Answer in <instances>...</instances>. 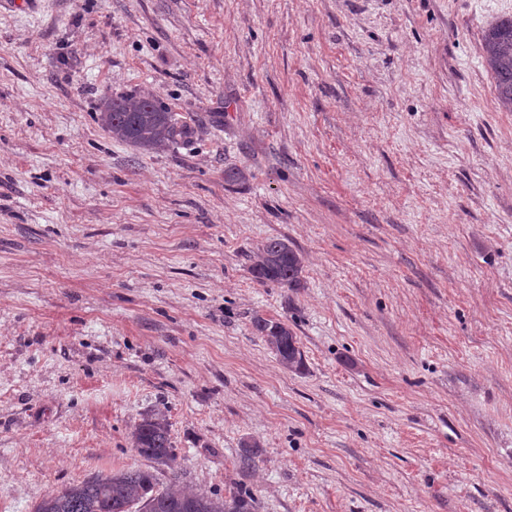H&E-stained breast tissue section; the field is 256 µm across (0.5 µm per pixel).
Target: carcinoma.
I'll return each instance as SVG.
<instances>
[{"instance_id": "cac0c4a2", "label": "carcinoma", "mask_w": 512, "mask_h": 512, "mask_svg": "<svg viewBox=\"0 0 512 512\" xmlns=\"http://www.w3.org/2000/svg\"><path fill=\"white\" fill-rule=\"evenodd\" d=\"M485 64L494 80L498 104L512 111V17L492 23L482 37ZM102 125L115 137L145 150H159L189 138L187 121L150 96L106 95L100 110ZM250 267L253 279L282 288L301 287L303 259L288 237L266 239ZM255 331L272 347L279 361L300 372L304 353L288 324L260 315L253 317ZM137 453L161 465L173 457L169 423L165 416L148 414L131 437ZM257 512V500L246 488L227 496L186 493L177 485L157 488L149 471L135 469L73 482L42 498L33 512Z\"/></svg>"}]
</instances>
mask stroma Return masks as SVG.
I'll return each mask as SVG.
<instances>
[{
	"label": "stroma",
	"mask_w": 512,
	"mask_h": 512,
	"mask_svg": "<svg viewBox=\"0 0 512 512\" xmlns=\"http://www.w3.org/2000/svg\"><path fill=\"white\" fill-rule=\"evenodd\" d=\"M503 16L0 0V512L128 468L258 512H512V112L481 57ZM134 91L195 135L112 138L99 100ZM282 235L302 287L250 273ZM158 410L167 465L131 445ZM255 331L272 347L279 361L294 372L305 367L304 353L288 324L255 315L252 321Z\"/></svg>",
	"instance_id": "35a3bbf8"
}]
</instances>
